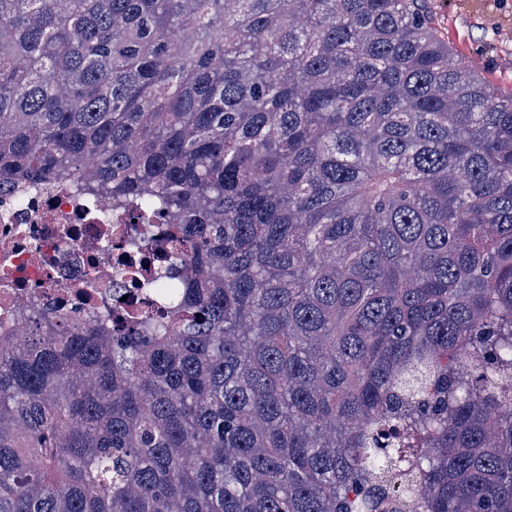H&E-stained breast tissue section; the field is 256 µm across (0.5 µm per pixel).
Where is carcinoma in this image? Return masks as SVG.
I'll use <instances>...</instances> for the list:
<instances>
[{
  "instance_id": "cac0c4a2",
  "label": "carcinoma",
  "mask_w": 512,
  "mask_h": 512,
  "mask_svg": "<svg viewBox=\"0 0 512 512\" xmlns=\"http://www.w3.org/2000/svg\"><path fill=\"white\" fill-rule=\"evenodd\" d=\"M174 225L167 305L0 336V512H512V94L426 0H0V185Z\"/></svg>"
}]
</instances>
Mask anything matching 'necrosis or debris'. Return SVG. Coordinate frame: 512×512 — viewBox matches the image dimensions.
I'll use <instances>...</instances> for the list:
<instances>
[{"mask_svg":"<svg viewBox=\"0 0 512 512\" xmlns=\"http://www.w3.org/2000/svg\"><path fill=\"white\" fill-rule=\"evenodd\" d=\"M127 220L110 195L70 179L37 191L1 190L0 335L16 329L15 310L33 293L44 307L78 319L128 296L125 286L102 290L101 277L130 258L152 264L164 227L154 225L153 240L132 254L120 237Z\"/></svg>","mask_w":512,"mask_h":512,"instance_id":"1","label":"necrosis or debris"}]
</instances>
